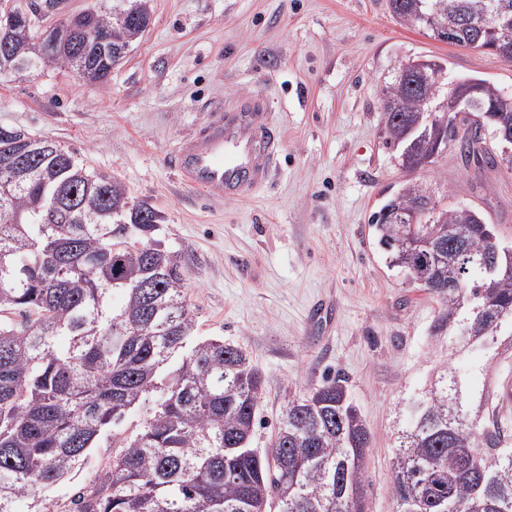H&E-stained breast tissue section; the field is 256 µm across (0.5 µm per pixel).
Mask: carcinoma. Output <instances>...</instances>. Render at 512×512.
<instances>
[{
    "label": "carcinoma",
    "instance_id": "obj_1",
    "mask_svg": "<svg viewBox=\"0 0 512 512\" xmlns=\"http://www.w3.org/2000/svg\"><path fill=\"white\" fill-rule=\"evenodd\" d=\"M122 10L139 22L100 11L88 35L100 87L117 65L111 51L151 22L146 0ZM389 10L436 40L512 61V40L495 31L512 21V0H389ZM34 37L20 27L9 55L28 57ZM58 67L76 71L78 59L51 53L39 70ZM450 92L430 69L383 88L387 144L406 169L447 148L487 153L475 129L454 141L407 134L424 100ZM501 92L484 80L477 98L489 124L512 128ZM388 205L420 210L415 224L379 212L372 224L391 265L442 303L434 335L458 359L512 354V243L476 210L429 206L416 181ZM6 207L20 223L0 222V512L22 498L50 512L45 493L103 446L112 462L71 512H370V434L344 378L288 400L269 447H252L262 374L239 345L195 334L180 257L156 239L159 211L59 144ZM406 407L391 458L397 512H512V436L472 372L439 363Z\"/></svg>",
    "mask_w": 512,
    "mask_h": 512
}]
</instances>
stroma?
I'll return each instance as SVG.
<instances>
[{
  "label": "stroma",
  "mask_w": 512,
  "mask_h": 512,
  "mask_svg": "<svg viewBox=\"0 0 512 512\" xmlns=\"http://www.w3.org/2000/svg\"><path fill=\"white\" fill-rule=\"evenodd\" d=\"M151 25L103 87L67 68L0 79V127L74 150L159 210L181 257L196 333L240 345L264 378L254 445L268 447L290 397L343 376L371 435V512H395L390 459L446 352L431 335L442 304L390 266L370 217L407 181L481 211L512 240V171L447 150L408 172L386 143L381 90L412 59L512 92V62L401 25L387 0H148ZM259 95L282 139L268 184L227 200L184 185L179 143L215 107ZM96 448L54 487L72 494L109 465Z\"/></svg>",
  "instance_id": "stroma-1"
}]
</instances>
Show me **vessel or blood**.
<instances>
[{"label":"vessel or blood","instance_id":"vessel-or-blood-1","mask_svg":"<svg viewBox=\"0 0 512 512\" xmlns=\"http://www.w3.org/2000/svg\"><path fill=\"white\" fill-rule=\"evenodd\" d=\"M279 139L264 101L243 98L183 139L174 167L192 187L228 199L248 198L266 185Z\"/></svg>","mask_w":512,"mask_h":512}]
</instances>
